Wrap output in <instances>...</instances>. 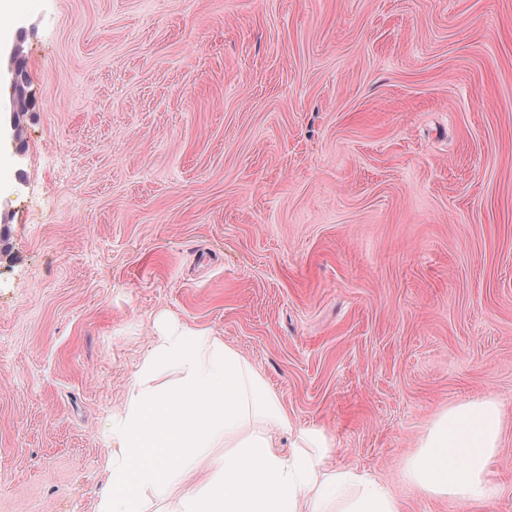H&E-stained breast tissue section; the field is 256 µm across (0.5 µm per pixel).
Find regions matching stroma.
<instances>
[{"label": "stroma", "instance_id": "1", "mask_svg": "<svg viewBox=\"0 0 512 512\" xmlns=\"http://www.w3.org/2000/svg\"><path fill=\"white\" fill-rule=\"evenodd\" d=\"M13 52L0 512H95L108 420L181 329L404 512H512V0H30ZM489 395V509L403 482ZM10 70L13 73L11 88V128L13 129V139L17 142L20 138V128L18 124V112H24L26 101L23 95V72L20 63L16 64V53L10 57Z\"/></svg>", "mask_w": 512, "mask_h": 512}]
</instances>
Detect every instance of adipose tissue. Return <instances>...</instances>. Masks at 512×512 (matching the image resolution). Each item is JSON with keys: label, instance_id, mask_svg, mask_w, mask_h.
I'll use <instances>...</instances> for the list:
<instances>
[{"label": "adipose tissue", "instance_id": "obj_1", "mask_svg": "<svg viewBox=\"0 0 512 512\" xmlns=\"http://www.w3.org/2000/svg\"><path fill=\"white\" fill-rule=\"evenodd\" d=\"M172 372L177 379L159 383ZM257 432L240 437L245 422ZM115 450L96 512H146L147 498L168 499L185 486L173 512H403L388 483L355 469H327L326 438L296 426L262 375L223 341L185 329L144 358L125 406L108 422ZM292 450L276 448L279 434ZM502 423L495 399L449 407L428 429L401 477L417 490L488 505L489 466ZM236 449L216 455L228 438ZM211 460L207 482L195 480Z\"/></svg>", "mask_w": 512, "mask_h": 512}]
</instances>
